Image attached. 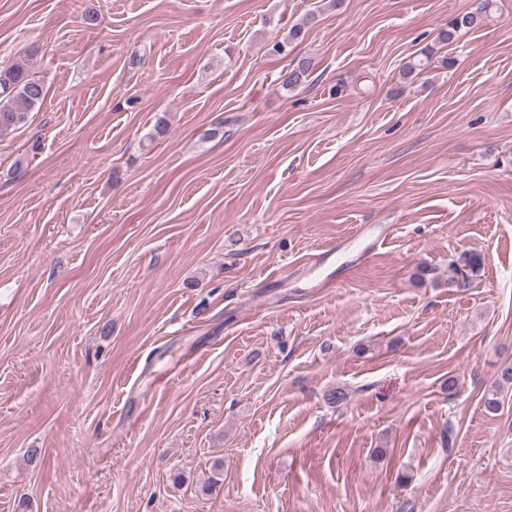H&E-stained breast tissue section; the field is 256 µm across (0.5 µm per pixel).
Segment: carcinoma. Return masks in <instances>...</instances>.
Returning <instances> with one entry per match:
<instances>
[{
    "label": "carcinoma",
    "mask_w": 512,
    "mask_h": 512,
    "mask_svg": "<svg viewBox=\"0 0 512 512\" xmlns=\"http://www.w3.org/2000/svg\"><path fill=\"white\" fill-rule=\"evenodd\" d=\"M497 8L496 0H475L474 7L448 23V29L440 32L438 39L442 44L455 41L461 33L477 29L483 25L488 14ZM312 21L292 26L287 37L273 43L270 52L274 55L288 53V47L304 40L306 27ZM38 54L33 46L6 69L0 70V136H5L24 123L28 113L39 107L45 97L44 83L30 70V60ZM434 51L431 48L410 58L404 63L400 77L410 82L429 69ZM311 61L303 58L281 76V86L293 90L304 84L311 72ZM482 267L480 254L461 251L453 256L448 263V286L466 287L472 277L478 275ZM512 386V362L501 366L494 389L484 398V407L489 413H497L501 408L499 393L501 388Z\"/></svg>",
    "instance_id": "cac0c4a2"
}]
</instances>
